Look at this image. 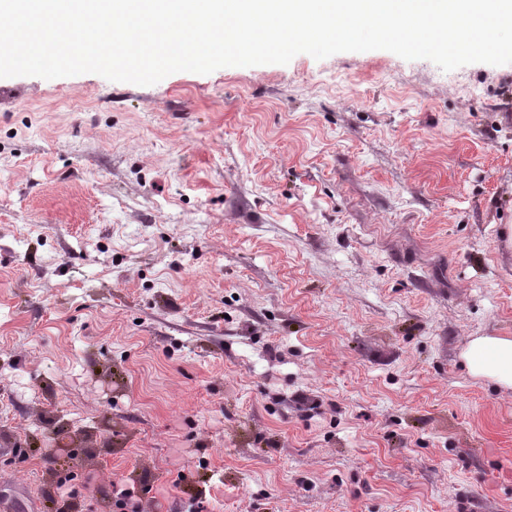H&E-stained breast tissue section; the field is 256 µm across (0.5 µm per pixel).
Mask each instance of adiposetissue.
Returning <instances> with one entry per match:
<instances>
[{
	"mask_svg": "<svg viewBox=\"0 0 512 512\" xmlns=\"http://www.w3.org/2000/svg\"><path fill=\"white\" fill-rule=\"evenodd\" d=\"M469 372L512 390V336H477L462 352Z\"/></svg>",
	"mask_w": 512,
	"mask_h": 512,
	"instance_id": "ef3b65f1",
	"label": "adipose tissue"
}]
</instances>
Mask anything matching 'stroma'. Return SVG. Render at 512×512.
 Instances as JSON below:
<instances>
[{
	"label": "stroma",
	"mask_w": 512,
	"mask_h": 512,
	"mask_svg": "<svg viewBox=\"0 0 512 512\" xmlns=\"http://www.w3.org/2000/svg\"><path fill=\"white\" fill-rule=\"evenodd\" d=\"M485 335L512 64L0 78L6 512H47L57 463L149 512H512V391L461 358ZM146 491L144 487L137 490L124 482H111L109 490L102 494L103 506L113 512H144L146 501L143 492Z\"/></svg>",
	"instance_id": "35a3bbf8"
}]
</instances>
